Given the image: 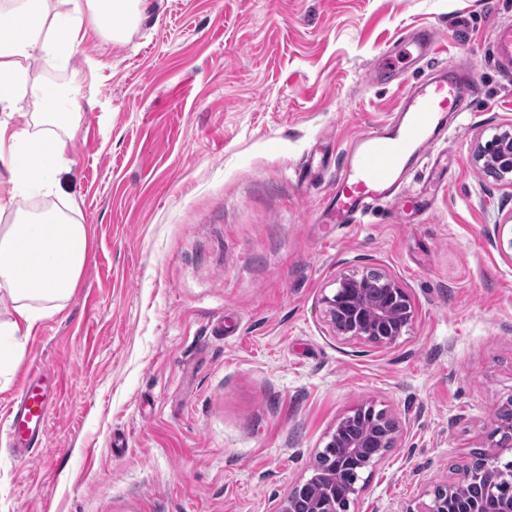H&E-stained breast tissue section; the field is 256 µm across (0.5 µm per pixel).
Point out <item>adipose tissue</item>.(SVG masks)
<instances>
[{"mask_svg": "<svg viewBox=\"0 0 512 512\" xmlns=\"http://www.w3.org/2000/svg\"><path fill=\"white\" fill-rule=\"evenodd\" d=\"M140 0H0V374L19 363L22 333L59 310L89 257L88 232L69 213L22 208L57 195L68 168L67 142L84 118L77 97L34 75L29 60L66 65L88 33L114 42L135 25Z\"/></svg>", "mask_w": 512, "mask_h": 512, "instance_id": "1", "label": "adipose tissue"}]
</instances>
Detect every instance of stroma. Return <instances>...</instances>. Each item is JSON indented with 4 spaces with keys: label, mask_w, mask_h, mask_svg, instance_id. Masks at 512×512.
<instances>
[{
    "label": "stroma",
    "mask_w": 512,
    "mask_h": 512,
    "mask_svg": "<svg viewBox=\"0 0 512 512\" xmlns=\"http://www.w3.org/2000/svg\"><path fill=\"white\" fill-rule=\"evenodd\" d=\"M504 24L512 0H142L125 42L89 35L68 71L31 61L87 104L60 201L91 259L0 382V427L29 367L60 384L33 460L0 443V512H278L366 400L407 430L349 512L429 502L487 450L512 398V255L489 241L512 188L470 153L512 123ZM429 26V66L473 64L478 85L446 169L407 180L428 209L324 223L343 150L424 75L403 41ZM369 268L416 309L391 348L325 316L335 279ZM493 54L502 70H512V27L504 26L497 30L493 39Z\"/></svg>",
    "instance_id": "1"
}]
</instances>
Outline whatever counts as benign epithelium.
<instances>
[{
  "label": "benign epithelium",
  "instance_id": "1",
  "mask_svg": "<svg viewBox=\"0 0 512 512\" xmlns=\"http://www.w3.org/2000/svg\"><path fill=\"white\" fill-rule=\"evenodd\" d=\"M472 161L495 180L512 186V125L495 129L490 139L477 142ZM391 299L376 305L367 301L360 288L362 275L354 273L336 279V289L323 298L325 313L334 335L344 342L360 341L377 347H391L406 335L415 319V307L401 285L388 273L384 274ZM370 416L365 431L359 436L345 434L346 424L340 421L328 435V447L348 449L346 460L357 472L379 464L391 449L397 447L403 427L392 414L378 410L370 402L352 409V416ZM488 438L496 451L473 459L459 477L436 486L431 502L424 508L411 507L403 512H448V502L470 497L472 486L479 482L485 489L483 501L475 510L512 512V463L501 462V452L512 449V424L494 419ZM306 512H343L334 498H313Z\"/></svg>",
  "mask_w": 512,
  "mask_h": 512
}]
</instances>
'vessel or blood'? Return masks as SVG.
<instances>
[{"label": "vessel or blood", "instance_id": "1", "mask_svg": "<svg viewBox=\"0 0 512 512\" xmlns=\"http://www.w3.org/2000/svg\"><path fill=\"white\" fill-rule=\"evenodd\" d=\"M493 54L502 70H512V27L497 30ZM475 89L476 71L469 64L412 84L391 120L352 140L324 207L328 222L351 224L380 203L409 202L407 173L446 142L450 117L469 110ZM44 375L40 367H31L10 403L6 437L22 459L31 456L48 432L56 392L42 385Z\"/></svg>", "mask_w": 512, "mask_h": 512}]
</instances>
